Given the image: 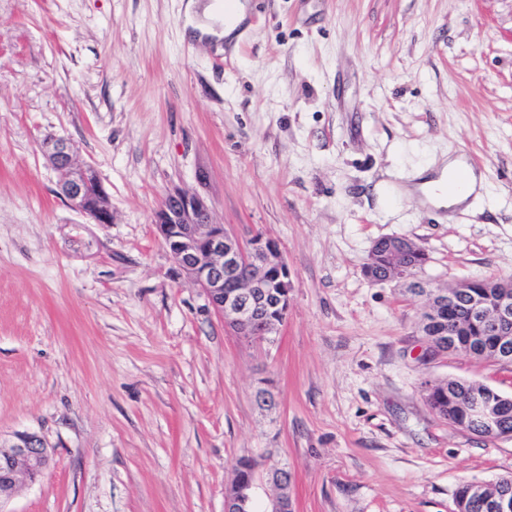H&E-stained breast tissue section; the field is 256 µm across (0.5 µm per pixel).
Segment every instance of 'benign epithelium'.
<instances>
[{
    "label": "benign epithelium",
    "instance_id": "benign-epithelium-1",
    "mask_svg": "<svg viewBox=\"0 0 512 512\" xmlns=\"http://www.w3.org/2000/svg\"><path fill=\"white\" fill-rule=\"evenodd\" d=\"M42 153L57 173L59 194L69 205L94 224L112 223V198L104 189L94 166L81 163L72 141L64 136L48 135ZM158 235L182 276L200 289L214 313L237 336H249L258 343H269L278 335L281 321L272 310L289 305L292 281L288 264L277 242L256 234L244 241L215 221L205 198L183 190L167 192L154 216ZM426 254L413 240L403 236L376 240L364 268L373 283L394 277L410 279L414 272L410 257ZM236 278L233 289L224 292V278ZM412 288L424 302V320L439 322L440 309L453 312L459 298L469 302L468 321L448 318V345L460 336L476 332L492 341L475 345V350L496 357V363L512 366V354L503 357L512 346V279L469 280L448 288H429L415 282ZM503 395L474 392L466 400L465 425L461 430L489 439L508 436L503 431ZM50 448L36 433L17 432L9 446L0 450V509L13 499L22 481H35L49 463ZM266 483L275 490L272 512H288L290 474L284 466L257 469L253 478L224 496V512H241L254 499L256 488ZM472 494L485 500L493 512H512V491L504 487L486 497L484 484L475 482Z\"/></svg>",
    "mask_w": 512,
    "mask_h": 512
}]
</instances>
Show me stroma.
<instances>
[{"label":"stroma","instance_id":"stroma-1","mask_svg":"<svg viewBox=\"0 0 512 512\" xmlns=\"http://www.w3.org/2000/svg\"><path fill=\"white\" fill-rule=\"evenodd\" d=\"M185 2L0 0V441L52 450L9 512H224L242 457L288 468L293 512H453L459 484L512 475V437L441 420L422 384L512 396V370L427 357L423 301L362 269L405 236L432 287L512 278V0H244L235 42L182 37ZM50 132L112 223L59 195ZM465 153L469 210L414 193ZM173 188L277 241L274 343L177 276L154 225ZM42 153L58 176V193L94 224L112 223V198L104 189L94 166L81 163L72 141L48 135Z\"/></svg>","mask_w":512,"mask_h":512}]
</instances>
